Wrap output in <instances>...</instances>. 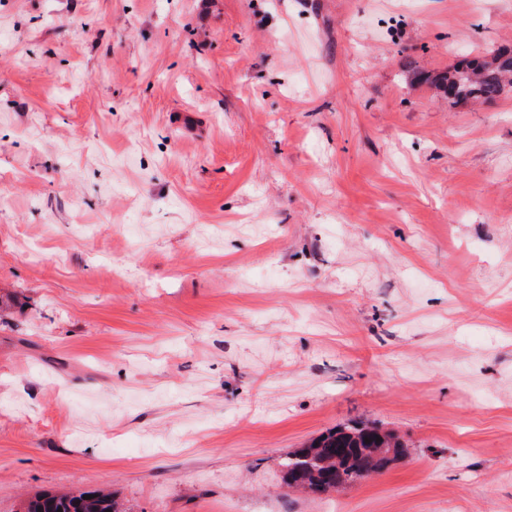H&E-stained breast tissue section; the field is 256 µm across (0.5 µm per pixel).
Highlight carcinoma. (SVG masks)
Masks as SVG:
<instances>
[{
	"label": "carcinoma",
	"mask_w": 512,
	"mask_h": 512,
	"mask_svg": "<svg viewBox=\"0 0 512 512\" xmlns=\"http://www.w3.org/2000/svg\"><path fill=\"white\" fill-rule=\"evenodd\" d=\"M512 77V46L482 54H467L434 76L421 74L441 94L455 102H490L500 97ZM405 453L404 445L377 426H357L329 431L283 461L284 483L320 496L336 489V482H353L380 472ZM93 498L88 499L86 495ZM124 512L112 493L104 490L75 494H43L30 498L25 512Z\"/></svg>",
	"instance_id": "1"
}]
</instances>
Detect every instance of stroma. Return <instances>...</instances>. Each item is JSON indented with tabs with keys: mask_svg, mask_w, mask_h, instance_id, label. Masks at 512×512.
<instances>
[{
	"mask_svg": "<svg viewBox=\"0 0 512 512\" xmlns=\"http://www.w3.org/2000/svg\"><path fill=\"white\" fill-rule=\"evenodd\" d=\"M512 0H0V512H512ZM407 447L327 496L285 455ZM418 76L455 102H490L505 92L506 82L512 77V46L467 54L448 71ZM380 431L377 426L335 429L304 448H296L282 464L285 485L320 496L336 490V473L339 481L347 484L382 471L399 460L405 448L393 433L386 431L381 435ZM386 436L394 440L393 448ZM86 495L94 498L86 499ZM41 507V511H38ZM124 512L111 492L104 490L82 491L75 494L53 495L43 494L30 498L25 504V512Z\"/></svg>",
	"mask_w": 512,
	"mask_h": 512,
	"instance_id": "1",
	"label": "stroma"
}]
</instances>
